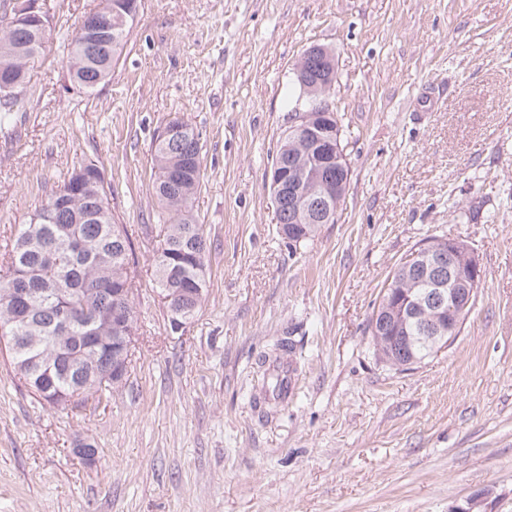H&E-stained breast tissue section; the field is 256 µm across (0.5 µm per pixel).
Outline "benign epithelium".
I'll list each match as a JSON object with an SVG mask.
<instances>
[{
	"instance_id": "benign-epithelium-1",
	"label": "benign epithelium",
	"mask_w": 512,
	"mask_h": 512,
	"mask_svg": "<svg viewBox=\"0 0 512 512\" xmlns=\"http://www.w3.org/2000/svg\"><path fill=\"white\" fill-rule=\"evenodd\" d=\"M112 3L105 0L96 16L86 19L83 32L112 34ZM23 24L43 33L50 18L41 0H16L13 11L0 17L4 28ZM320 47L307 49L297 60L295 73L301 81L305 99L298 101L295 111L301 116L291 131L299 141L298 153L278 163L271 170L273 203L276 211L286 210L288 220L280 223V232L293 237L305 224H330L346 195L350 172L343 163L345 149L340 131L336 128V113L329 101L334 84L333 71L315 65ZM406 268L426 279L419 293L409 291L402 304L384 302L376 312L382 336L378 337L383 361L398 369L412 368L418 359L412 345L424 343L433 350L447 348L460 328L457 316L472 305L475 287L483 280L484 270L477 256L461 245L456 251L429 244L407 257ZM166 310L170 328L175 333L186 329L191 322L187 308L179 302L178 294L169 288L157 291ZM112 369L106 379L114 384L126 377L127 355L135 336L130 329L129 307L123 290L112 294ZM416 323V336H389L408 322Z\"/></svg>"
}]
</instances>
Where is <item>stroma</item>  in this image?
I'll return each instance as SVG.
<instances>
[{
    "mask_svg": "<svg viewBox=\"0 0 512 512\" xmlns=\"http://www.w3.org/2000/svg\"><path fill=\"white\" fill-rule=\"evenodd\" d=\"M100 0H45L42 54L0 131V257L74 165L94 162L136 263L138 331L119 391L64 409L0 353V512H512V0H142L105 82L69 80ZM320 45L350 182L335 223L290 243L268 173ZM202 134L191 202L208 291L172 333L157 297L152 145ZM464 240L485 277L451 346L408 371L370 320L396 265ZM297 343L292 390L253 403L257 361ZM93 443L89 465L74 452Z\"/></svg>",
    "mask_w": 512,
    "mask_h": 512,
    "instance_id": "1",
    "label": "stroma"
}]
</instances>
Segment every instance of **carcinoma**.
Listing matches in <instances>:
<instances>
[{
  "instance_id": "obj_1",
  "label": "carcinoma",
  "mask_w": 512,
  "mask_h": 512,
  "mask_svg": "<svg viewBox=\"0 0 512 512\" xmlns=\"http://www.w3.org/2000/svg\"><path fill=\"white\" fill-rule=\"evenodd\" d=\"M134 20L113 19L112 47L89 52L73 36L68 48V70L75 83L92 92L112 72L130 35ZM46 35L25 27L0 29V64L15 68L17 86L26 82L29 67L23 57L41 53ZM17 107L15 92L0 91V127L11 122ZM180 157V145H154L152 191L162 213L171 216L154 252L156 284L188 294L185 304L200 306L205 295L208 261L203 225L190 210L203 180L202 158L193 161V175L175 190L164 188L166 169ZM75 173L52 190L45 203L21 225L8 253L6 271L0 270V341L10 364L39 398L56 408L68 405L77 391L83 395L111 392L113 386L95 378L81 365L85 339L93 334L112 335L104 316L112 313V291L134 287L130 245L121 225L112 218L108 194L85 180L82 197L68 198ZM22 276L32 295L17 300L8 294L12 279ZM262 389L275 400L282 398L284 377L263 374Z\"/></svg>"
}]
</instances>
